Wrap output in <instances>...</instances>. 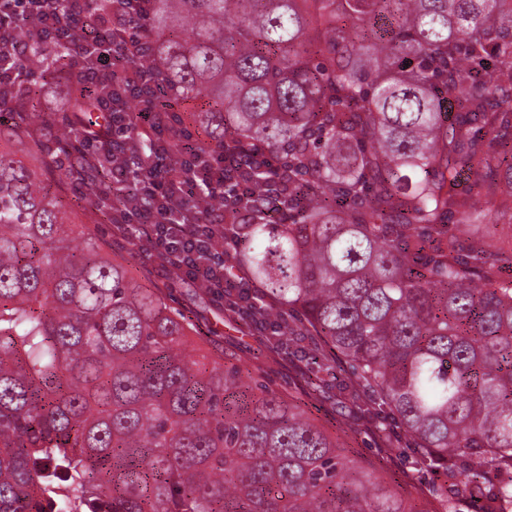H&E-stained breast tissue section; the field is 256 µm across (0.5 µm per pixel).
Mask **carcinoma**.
<instances>
[{"instance_id": "carcinoma-1", "label": "carcinoma", "mask_w": 512, "mask_h": 512, "mask_svg": "<svg viewBox=\"0 0 512 512\" xmlns=\"http://www.w3.org/2000/svg\"><path fill=\"white\" fill-rule=\"evenodd\" d=\"M148 36L128 65L204 102L209 148L288 171L286 219L267 222L256 186L241 254L279 339L316 337L350 377L337 403L390 416L420 471L503 512L512 479L489 475L512 474V249L493 226L512 224V0H155ZM67 54L34 44L23 65ZM70 111L0 85L17 116L0 128V512H455L348 454L268 375L202 351L170 293L97 238L64 245L57 178L114 218L113 157L93 165L81 141L91 94Z\"/></svg>"}]
</instances>
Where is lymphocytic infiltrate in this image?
I'll use <instances>...</instances> for the list:
<instances>
[{
	"mask_svg": "<svg viewBox=\"0 0 512 512\" xmlns=\"http://www.w3.org/2000/svg\"><path fill=\"white\" fill-rule=\"evenodd\" d=\"M153 0H0V48L18 45L23 21L34 18V43L73 47L70 70L78 71L90 89L121 77L126 87H149V69L126 66L130 56L150 52L144 35ZM128 98L103 101V123L85 128L83 140L91 154L122 151L123 165L112 168V189L125 192L124 209L112 226L117 240L138 239L152 256L158 276L179 275L216 307L229 309V318L246 330L253 344H261L259 326L266 299L243 264L232 259L242 235L237 224L225 223L228 214H242L252 202L257 179H266L268 200L283 207L288 180L276 159L267 153H202L186 144L177 160H169L163 131L169 125L166 105L130 111ZM218 194L224 212L202 219L193 207L195 197ZM227 249H220V242Z\"/></svg>",
	"mask_w": 512,
	"mask_h": 512,
	"instance_id": "1",
	"label": "lymphocytic infiltrate"
}]
</instances>
